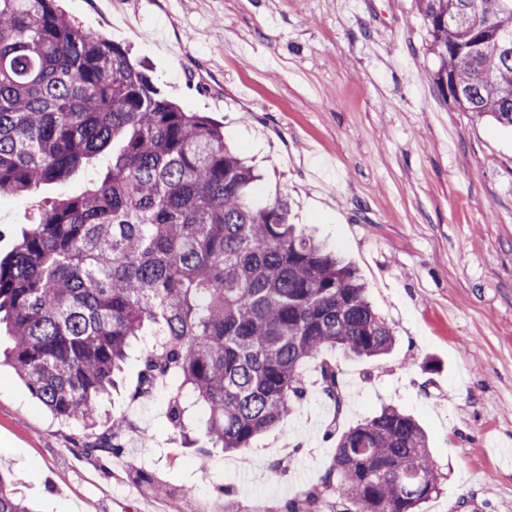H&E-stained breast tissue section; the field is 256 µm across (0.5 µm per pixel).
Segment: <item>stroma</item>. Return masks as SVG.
I'll use <instances>...</instances> for the list:
<instances>
[{"label":"stroma","mask_w":512,"mask_h":512,"mask_svg":"<svg viewBox=\"0 0 512 512\" xmlns=\"http://www.w3.org/2000/svg\"><path fill=\"white\" fill-rule=\"evenodd\" d=\"M87 33L126 46L185 111L224 127L261 176L255 197H283L290 220L360 274L393 329L381 359L333 352L347 405L308 369L301 407L258 437L247 469L194 465L167 427L165 389L101 412L134 425L119 452L89 458L83 433L57 420L0 366V469L35 512H207L219 487L242 512L283 503L320 480L337 437L392 405L427 433L441 492L422 512H512V130L458 111L438 91L415 0H63ZM65 188L0 198V258ZM296 454L285 477L268 463ZM169 495L130 488L131 465Z\"/></svg>","instance_id":"1"}]
</instances>
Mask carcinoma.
<instances>
[{
    "label": "carcinoma",
    "instance_id": "cac0c4a2",
    "mask_svg": "<svg viewBox=\"0 0 512 512\" xmlns=\"http://www.w3.org/2000/svg\"><path fill=\"white\" fill-rule=\"evenodd\" d=\"M436 86L461 112L512 127V0H417ZM97 178L39 209L0 260L5 358L52 414L86 430L83 450L113 453L116 415L98 405L127 350L152 336L140 382L168 387L178 433L199 410L211 446L237 452L292 415L317 361L341 412L336 363L390 353L392 329L355 271L290 223L288 204L252 202L257 175L221 126L163 96L119 43L91 35L59 0H0V196L63 184L83 164ZM440 492L420 424L385 406L339 437L322 481L275 510L420 512ZM0 512H33L0 472Z\"/></svg>",
    "mask_w": 512,
    "mask_h": 512
}]
</instances>
